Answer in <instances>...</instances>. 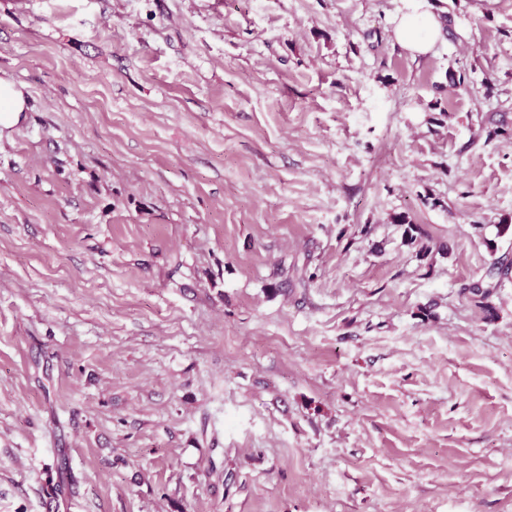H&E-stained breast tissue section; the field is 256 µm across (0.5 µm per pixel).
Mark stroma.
I'll use <instances>...</instances> for the list:
<instances>
[{"label":"stroma","instance_id":"35a3bbf8","mask_svg":"<svg viewBox=\"0 0 512 512\" xmlns=\"http://www.w3.org/2000/svg\"><path fill=\"white\" fill-rule=\"evenodd\" d=\"M425 6L0 0V512H512V0ZM405 1L406 10L393 20L396 40L412 55H425L442 35L443 23L425 7V0ZM27 103L22 90L13 83L0 81V134L18 125Z\"/></svg>","mask_w":512,"mask_h":512}]
</instances>
